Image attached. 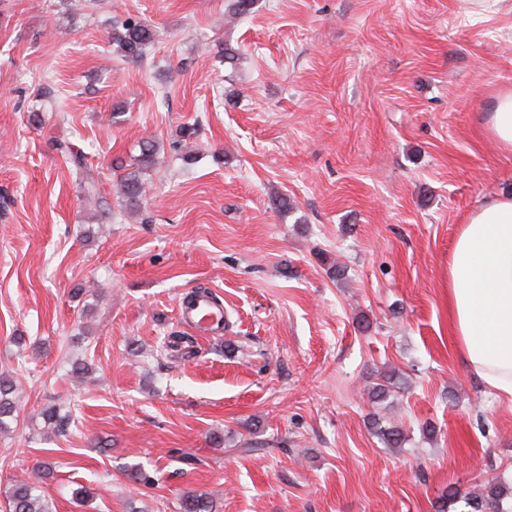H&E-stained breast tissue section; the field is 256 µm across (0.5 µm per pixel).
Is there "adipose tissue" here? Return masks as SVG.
<instances>
[{
	"label": "adipose tissue",
	"mask_w": 512,
	"mask_h": 512,
	"mask_svg": "<svg viewBox=\"0 0 512 512\" xmlns=\"http://www.w3.org/2000/svg\"><path fill=\"white\" fill-rule=\"evenodd\" d=\"M448 305L470 369L512 399V196L488 199L461 224L448 256Z\"/></svg>",
	"instance_id": "1"
}]
</instances>
